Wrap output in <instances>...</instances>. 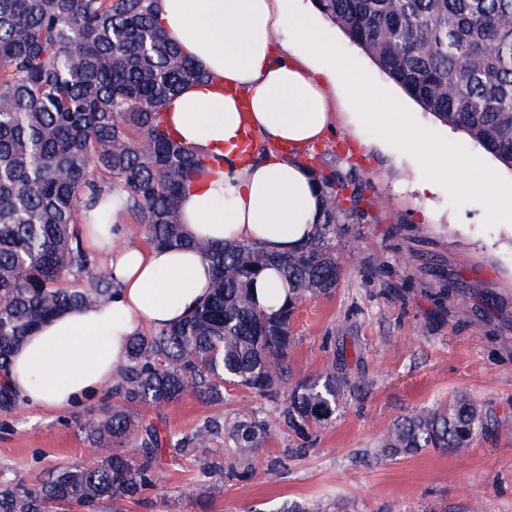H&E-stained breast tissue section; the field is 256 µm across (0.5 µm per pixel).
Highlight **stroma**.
<instances>
[{"mask_svg":"<svg viewBox=\"0 0 512 512\" xmlns=\"http://www.w3.org/2000/svg\"><path fill=\"white\" fill-rule=\"evenodd\" d=\"M336 42V132L313 144L314 165L355 163L371 204L338 242L349 265L332 293L298 306L289 359L298 376L344 362L355 390L335 422L305 439L284 425L276 403L244 387L227 386L220 405L188 391L162 408H139L173 438L212 420L226 440L166 448L159 480L130 512H277L336 498L356 512H512V223L490 220L485 190L420 191L428 169L407 153V129L389 136L372 119L377 99L503 186L512 169L424 112L344 34ZM458 394L488 417L470 448L375 459L394 420ZM103 403L87 399L65 413L22 404L0 414V476L34 482L54 467L96 461L79 423ZM244 418L264 429L259 447L229 440Z\"/></svg>","mask_w":512,"mask_h":512,"instance_id":"35a3bbf8","label":"stroma"}]
</instances>
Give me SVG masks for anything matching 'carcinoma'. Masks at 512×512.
<instances>
[{
  "instance_id": "carcinoma-1",
  "label": "carcinoma",
  "mask_w": 512,
  "mask_h": 512,
  "mask_svg": "<svg viewBox=\"0 0 512 512\" xmlns=\"http://www.w3.org/2000/svg\"><path fill=\"white\" fill-rule=\"evenodd\" d=\"M426 112L464 131L512 168V0H313ZM205 75L162 33L154 0H0V412L19 403L9 384L14 349L43 321L75 305L112 300V275L83 244L81 212L115 185L144 225L149 244H186L178 197L205 161L165 125L163 103ZM334 168L317 172L324 219L298 251L273 255L251 244L197 248L214 269L210 295L182 322L134 337L108 398L81 431L99 460L62 465L36 483L0 481V512H123L159 478L166 445L158 426L135 415L191 389L210 402L243 386L280 402L298 435L336 419L348 385L345 365L292 379L288 354L297 304L336 288V240L363 214L365 186ZM275 264L288 305L266 312L251 284ZM472 400L397 419L381 458L426 448L458 453L485 430ZM210 420L181 445L208 448ZM242 424L243 448L258 443ZM135 442L129 456L121 447ZM287 512H343L338 500L293 502Z\"/></svg>"
}]
</instances>
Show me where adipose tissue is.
Masks as SVG:
<instances>
[{"label":"adipose tissue","instance_id":"adipose-tissue-1","mask_svg":"<svg viewBox=\"0 0 512 512\" xmlns=\"http://www.w3.org/2000/svg\"><path fill=\"white\" fill-rule=\"evenodd\" d=\"M165 36L204 73L167 100L173 135L204 159L178 202L181 247L128 242L127 195L103 192L109 223L82 227L87 250L105 252L114 294L103 306L75 307L40 325L16 348L10 383L33 408L67 411L111 387L125 349L143 328H166L208 296L213 270L200 242L248 243L274 254L296 251L323 220L325 197L299 149L335 129L336 31L300 0H157ZM253 132L264 152L246 154ZM430 165L424 191L434 193L457 161L424 136L407 140ZM492 172L472 170L466 187L489 191V216L512 222V191Z\"/></svg>","mask_w":512,"mask_h":512}]
</instances>
